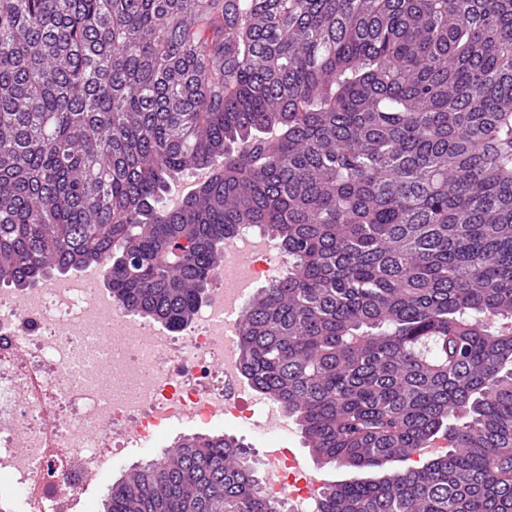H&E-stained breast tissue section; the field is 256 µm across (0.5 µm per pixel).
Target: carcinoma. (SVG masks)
<instances>
[{"label": "carcinoma", "instance_id": "obj_1", "mask_svg": "<svg viewBox=\"0 0 512 512\" xmlns=\"http://www.w3.org/2000/svg\"><path fill=\"white\" fill-rule=\"evenodd\" d=\"M248 225L288 268L244 377L358 473L319 512H512V0H0L1 286L102 261L177 329ZM247 455L187 437L103 512H280ZM212 174V170L197 171L192 181L183 182L176 185V189L178 191L176 193L172 192L169 202H173L174 207L180 205L185 198L194 194L202 184L208 181L212 177Z\"/></svg>", "mask_w": 512, "mask_h": 512}]
</instances>
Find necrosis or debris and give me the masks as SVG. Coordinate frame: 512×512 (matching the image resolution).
Segmentation results:
<instances>
[{
  "instance_id": "1",
  "label": "necrosis or debris",
  "mask_w": 512,
  "mask_h": 512,
  "mask_svg": "<svg viewBox=\"0 0 512 512\" xmlns=\"http://www.w3.org/2000/svg\"><path fill=\"white\" fill-rule=\"evenodd\" d=\"M272 282L278 249L228 253L207 298L180 329L108 305L70 278L21 295L0 290V477L12 512H74L104 462L128 447L151 452L176 422L229 419L265 436L256 400L228 348L237 321L225 311V274ZM262 484L287 512H313L314 481L287 448L262 451Z\"/></svg>"
}]
</instances>
